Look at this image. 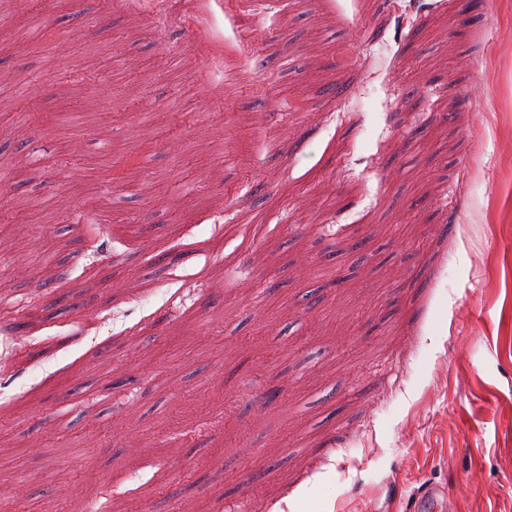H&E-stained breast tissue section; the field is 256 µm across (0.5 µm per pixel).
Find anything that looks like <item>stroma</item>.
<instances>
[{
  "label": "stroma",
  "instance_id": "obj_1",
  "mask_svg": "<svg viewBox=\"0 0 512 512\" xmlns=\"http://www.w3.org/2000/svg\"><path fill=\"white\" fill-rule=\"evenodd\" d=\"M463 3L8 0L0 74L37 80L0 111V303L39 295L0 318L13 512H387L393 481L512 512V0ZM117 58L178 138L134 131Z\"/></svg>",
  "mask_w": 512,
  "mask_h": 512
}]
</instances>
